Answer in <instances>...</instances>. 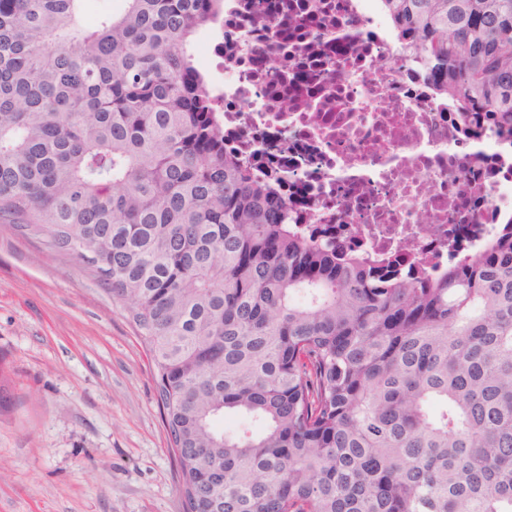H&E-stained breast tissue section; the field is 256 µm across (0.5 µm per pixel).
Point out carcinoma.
Returning <instances> with one entry per match:
<instances>
[{"mask_svg":"<svg viewBox=\"0 0 512 512\" xmlns=\"http://www.w3.org/2000/svg\"><path fill=\"white\" fill-rule=\"evenodd\" d=\"M81 2L0 0V223L126 304L184 512H512V236L412 282L299 235L224 153L192 52L220 0ZM386 2L512 127V0Z\"/></svg>","mask_w":512,"mask_h":512,"instance_id":"cac0c4a2","label":"carcinoma"}]
</instances>
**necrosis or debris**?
Instances as JSON below:
<instances>
[{"label": "necrosis or debris", "instance_id": "4bbe7bcc", "mask_svg": "<svg viewBox=\"0 0 512 512\" xmlns=\"http://www.w3.org/2000/svg\"><path fill=\"white\" fill-rule=\"evenodd\" d=\"M194 52L224 147L302 234L436 277L512 224V131L427 81L384 0H224Z\"/></svg>", "mask_w": 512, "mask_h": 512}]
</instances>
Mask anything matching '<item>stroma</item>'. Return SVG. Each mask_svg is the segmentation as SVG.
Segmentation results:
<instances>
[{
  "label": "stroma",
  "instance_id": "1",
  "mask_svg": "<svg viewBox=\"0 0 512 512\" xmlns=\"http://www.w3.org/2000/svg\"><path fill=\"white\" fill-rule=\"evenodd\" d=\"M0 512H183L153 367L76 259L0 224Z\"/></svg>",
  "mask_w": 512,
  "mask_h": 512
}]
</instances>
